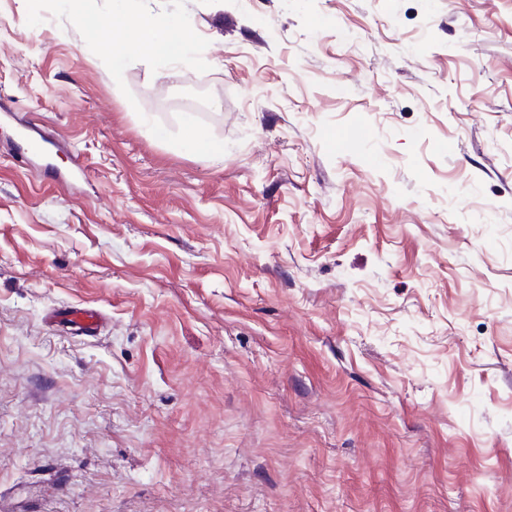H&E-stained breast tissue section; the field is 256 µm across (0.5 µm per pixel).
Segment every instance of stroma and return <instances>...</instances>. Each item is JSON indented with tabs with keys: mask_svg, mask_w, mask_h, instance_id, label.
Masks as SVG:
<instances>
[{
	"mask_svg": "<svg viewBox=\"0 0 512 512\" xmlns=\"http://www.w3.org/2000/svg\"><path fill=\"white\" fill-rule=\"evenodd\" d=\"M185 5L119 84L0 0V512H512V0ZM54 321L71 331L91 336L99 326L100 313L94 308H65L55 311Z\"/></svg>",
	"mask_w": 512,
	"mask_h": 512,
	"instance_id": "1",
	"label": "stroma"
}]
</instances>
